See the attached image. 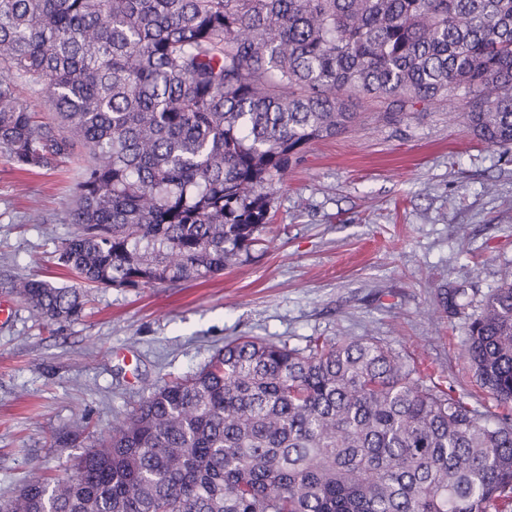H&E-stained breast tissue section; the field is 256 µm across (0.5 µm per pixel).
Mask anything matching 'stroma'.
<instances>
[{
    "label": "stroma",
    "mask_w": 512,
    "mask_h": 512,
    "mask_svg": "<svg viewBox=\"0 0 512 512\" xmlns=\"http://www.w3.org/2000/svg\"><path fill=\"white\" fill-rule=\"evenodd\" d=\"M355 131L310 146L272 203L263 245L223 275L158 288L88 289L81 317L47 327L10 293L19 277L74 285L58 264L78 173L23 175L0 154V501L30 470L61 476L151 387L199 370L240 336L302 348L376 336L424 384L493 415L464 356L466 317L440 294L479 301L512 267V151L452 120L450 93L395 118L357 97Z\"/></svg>",
    "instance_id": "obj_1"
}]
</instances>
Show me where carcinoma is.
<instances>
[{
	"instance_id": "1",
	"label": "carcinoma",
	"mask_w": 512,
	"mask_h": 512,
	"mask_svg": "<svg viewBox=\"0 0 512 512\" xmlns=\"http://www.w3.org/2000/svg\"><path fill=\"white\" fill-rule=\"evenodd\" d=\"M455 90V116L511 151L512 0H0V153L80 164L59 260L91 288L224 273L305 149L356 127L357 96L395 115ZM11 291L48 325L85 304L43 279ZM472 303L444 297L450 317ZM465 353L490 418L373 336L230 341L0 512H512L511 269Z\"/></svg>"
}]
</instances>
